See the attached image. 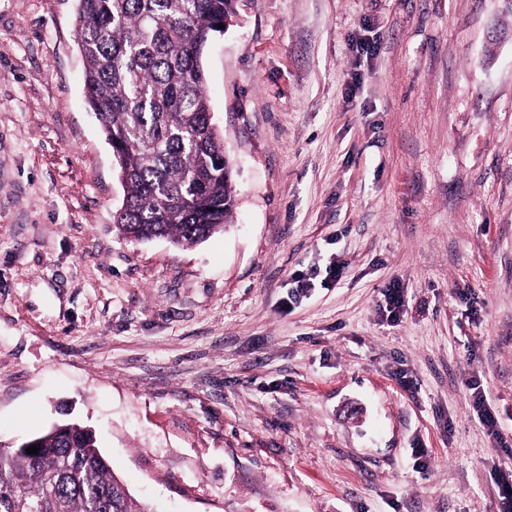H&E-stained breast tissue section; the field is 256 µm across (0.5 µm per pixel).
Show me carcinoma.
Wrapping results in <instances>:
<instances>
[{"label":"carcinoma","mask_w":512,"mask_h":512,"mask_svg":"<svg viewBox=\"0 0 512 512\" xmlns=\"http://www.w3.org/2000/svg\"><path fill=\"white\" fill-rule=\"evenodd\" d=\"M78 2L87 103L119 152L116 228L130 241L177 245L224 230L234 168L212 124L201 58L238 0ZM0 512L148 510L112 474L94 432L68 422L0 449Z\"/></svg>","instance_id":"cac0c4a2"}]
</instances>
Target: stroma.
Wrapping results in <instances>:
<instances>
[{"label": "stroma", "mask_w": 512, "mask_h": 512, "mask_svg": "<svg viewBox=\"0 0 512 512\" xmlns=\"http://www.w3.org/2000/svg\"><path fill=\"white\" fill-rule=\"evenodd\" d=\"M77 11L0 0V448L91 427L152 512H501L505 0H239L202 55L236 206L190 246L115 227Z\"/></svg>", "instance_id": "obj_1"}]
</instances>
